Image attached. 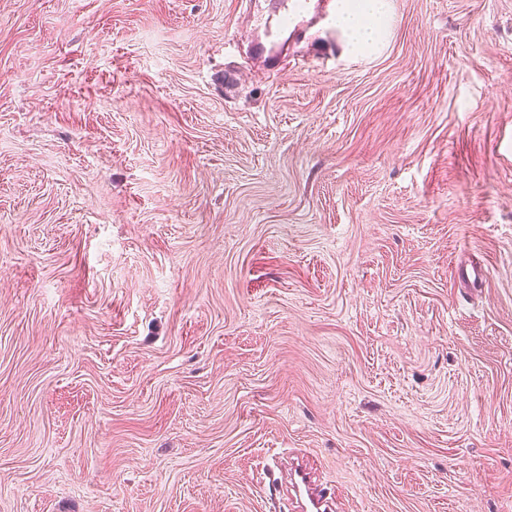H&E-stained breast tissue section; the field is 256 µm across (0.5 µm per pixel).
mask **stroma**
Masks as SVG:
<instances>
[{
  "mask_svg": "<svg viewBox=\"0 0 512 512\" xmlns=\"http://www.w3.org/2000/svg\"><path fill=\"white\" fill-rule=\"evenodd\" d=\"M0 0V512H512V0ZM350 0H339L336 28L342 31L354 47H373L380 39L385 24V1L364 0L353 7ZM288 483L294 492L300 512H328L331 510L327 495L318 488L312 468L303 462L292 465Z\"/></svg>",
  "mask_w": 512,
  "mask_h": 512,
  "instance_id": "stroma-1",
  "label": "stroma"
}]
</instances>
